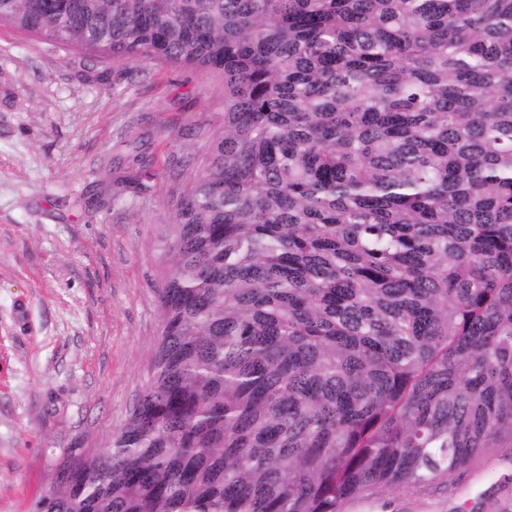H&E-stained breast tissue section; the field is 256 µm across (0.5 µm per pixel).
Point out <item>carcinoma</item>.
<instances>
[{"label": "carcinoma", "mask_w": 512, "mask_h": 512, "mask_svg": "<svg viewBox=\"0 0 512 512\" xmlns=\"http://www.w3.org/2000/svg\"><path fill=\"white\" fill-rule=\"evenodd\" d=\"M219 74L150 381L36 512H343L512 449V0H0Z\"/></svg>", "instance_id": "obj_1"}]
</instances>
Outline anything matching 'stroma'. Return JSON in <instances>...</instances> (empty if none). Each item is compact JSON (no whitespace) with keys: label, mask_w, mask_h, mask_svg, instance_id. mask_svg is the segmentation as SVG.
I'll return each mask as SVG.
<instances>
[{"label":"stroma","mask_w":512,"mask_h":512,"mask_svg":"<svg viewBox=\"0 0 512 512\" xmlns=\"http://www.w3.org/2000/svg\"><path fill=\"white\" fill-rule=\"evenodd\" d=\"M215 73L91 55L0 24V512H34L63 459L107 444L159 331L150 243L224 122ZM147 139L144 188L102 186ZM344 512H512V462Z\"/></svg>","instance_id":"obj_1"}]
</instances>
